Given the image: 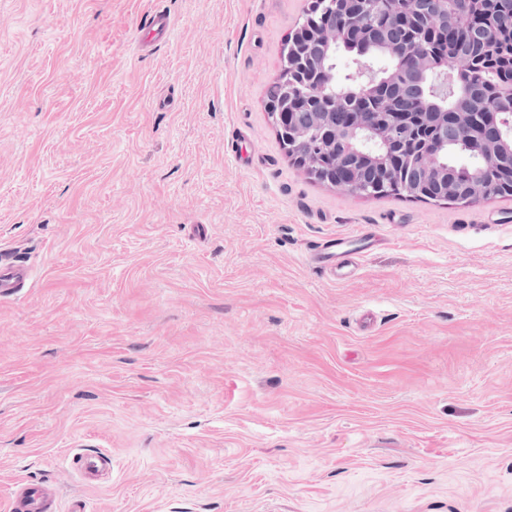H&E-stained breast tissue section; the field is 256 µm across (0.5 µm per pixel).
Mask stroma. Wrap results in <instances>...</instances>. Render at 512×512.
I'll return each instance as SVG.
<instances>
[{
	"instance_id": "1",
	"label": "stroma",
	"mask_w": 512,
	"mask_h": 512,
	"mask_svg": "<svg viewBox=\"0 0 512 512\" xmlns=\"http://www.w3.org/2000/svg\"><path fill=\"white\" fill-rule=\"evenodd\" d=\"M310 0H0V508L512 512V197L307 179L264 102ZM174 21L135 47L155 11ZM371 226L332 279L309 260ZM173 28L170 15L164 11L153 13L144 23L145 37L139 41L141 51L150 52L165 42ZM357 240L362 245L345 249L341 246L348 239L326 238L313 249L312 262L335 280H345L355 272L359 256L380 239L372 231L364 229L358 233ZM32 267L10 250H0V298H15L33 288ZM71 465L84 485L100 482L110 467L108 456L100 451L75 453L72 456ZM61 493L55 482H19L7 500L8 512H55Z\"/></svg>"
}]
</instances>
